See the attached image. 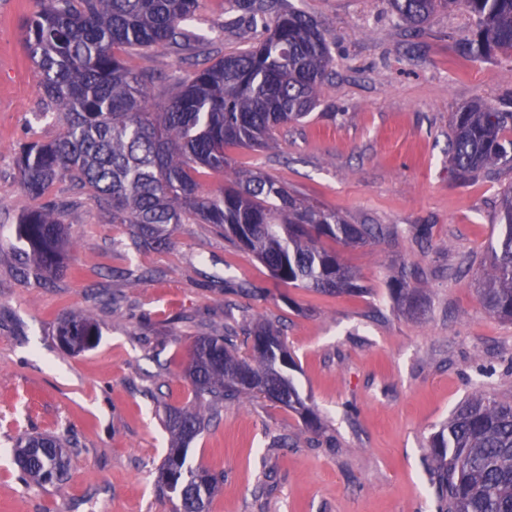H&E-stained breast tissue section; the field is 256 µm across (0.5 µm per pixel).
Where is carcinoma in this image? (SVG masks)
<instances>
[{
  "label": "carcinoma",
  "instance_id": "cac0c4a2",
  "mask_svg": "<svg viewBox=\"0 0 512 512\" xmlns=\"http://www.w3.org/2000/svg\"><path fill=\"white\" fill-rule=\"evenodd\" d=\"M199 0H36L23 25L28 59L41 75V95L66 124L53 140L22 144L21 186L34 200L59 180L94 198L112 224L129 228L133 244L165 249L177 225L210 224L224 240L256 258L283 283L320 295L360 296L359 277L343 265L331 240L368 245L391 235L384 224H351L338 211L313 203L278 180L236 165L230 148H264L280 128L306 120L319 105L332 53L326 30L281 0H233L262 39L248 48L197 64L191 76L130 65L127 54L185 46L203 37L191 29ZM464 3L475 18L474 38L463 54L512 56V0H387L411 29L431 15ZM171 81L174 93L159 106L149 86ZM448 163L466 181L496 167H512V110L478 102L452 113ZM231 172L216 193L199 183L200 170ZM64 204L50 201L26 211L16 225L24 242L21 273L41 288L63 267L68 244ZM499 232L489 262L473 272L483 308L512 321V185L499 199ZM423 272L402 263L389 291L399 305L422 311L428 302L415 283ZM66 351L94 347L99 327L89 315H70L56 327ZM296 362L280 330L260 321L243 345L236 332L198 336L184 369L199 400L263 397L315 425L318 417L299 392ZM273 376L262 390L247 375ZM207 414L199 407H170L171 438L156 483L179 501L180 512H210L224 477L188 457ZM19 478L38 486L61 485L70 449L54 434L20 437L13 448ZM436 512H512V401L482 395L466 399L442 423L426 449Z\"/></svg>",
  "mask_w": 512,
  "mask_h": 512
}]
</instances>
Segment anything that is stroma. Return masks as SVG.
Listing matches in <instances>:
<instances>
[{"label": "stroma", "instance_id": "35a3bbf8", "mask_svg": "<svg viewBox=\"0 0 512 512\" xmlns=\"http://www.w3.org/2000/svg\"><path fill=\"white\" fill-rule=\"evenodd\" d=\"M325 28L333 62L320 105L283 128L272 147L231 149L260 171L352 224H385L394 237L340 248L368 288L356 298L282 284L211 225H178L165 250L136 249L94 199L57 181L72 248L49 286L22 278L15 228L34 207L15 165L20 144L63 132L39 91L22 24L33 0H0V512H173L155 477L169 445L167 406L194 404L182 373L197 336L279 325L298 364L295 383L320 429L263 398L217 402L189 455L223 474L211 512H434L425 469L429 438L467 397L512 398V323L489 315L459 271L487 260L498 233L500 168L461 182L448 164L452 112L512 96V57L472 59L462 43L474 21L465 5L434 14L420 31L386 0H287ZM195 28L222 54L258 32L228 0H200ZM427 224L417 247L409 228ZM426 272L430 306L408 313L393 301L394 267ZM250 284L228 292L225 281ZM92 314L96 345L67 353L58 319ZM68 441L63 488L24 484L13 461L17 437Z\"/></svg>", "mask_w": 512, "mask_h": 512}]
</instances>
